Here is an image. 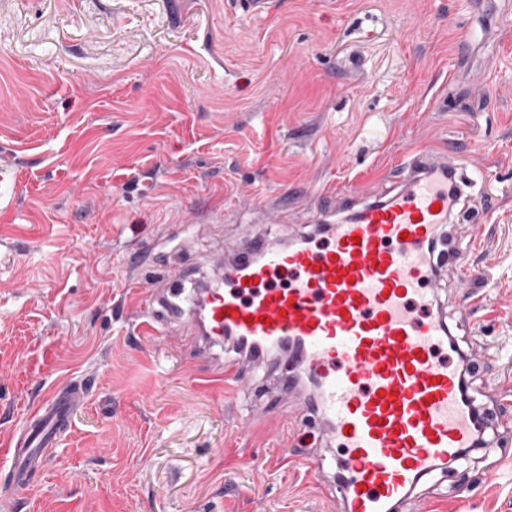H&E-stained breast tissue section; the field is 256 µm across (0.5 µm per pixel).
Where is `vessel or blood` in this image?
Masks as SVG:
<instances>
[{
    "instance_id": "vessel-or-blood-1",
    "label": "vessel or blood",
    "mask_w": 512,
    "mask_h": 512,
    "mask_svg": "<svg viewBox=\"0 0 512 512\" xmlns=\"http://www.w3.org/2000/svg\"><path fill=\"white\" fill-rule=\"evenodd\" d=\"M448 167L413 152L379 198L358 204L344 194L336 219L309 210L308 223L326 226L324 239L280 247L254 237L237 246L202 318L189 325L208 340L246 338L257 357L291 340L302 344V372L280 373L279 385L291 391L302 379L315 382L294 438L318 429L342 450L331 493L346 512H425L417 486L475 448L473 429L487 423L462 402L467 377L436 311L429 249L448 221V187L439 179ZM448 262L457 287L469 288L477 278L469 251L450 250ZM244 370L222 362L204 383L232 380L242 391ZM92 389L90 378L75 377L27 409L8 444L15 491L42 471Z\"/></svg>"
}]
</instances>
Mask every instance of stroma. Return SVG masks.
Segmentation results:
<instances>
[{"instance_id":"obj_1","label":"stroma","mask_w":512,"mask_h":512,"mask_svg":"<svg viewBox=\"0 0 512 512\" xmlns=\"http://www.w3.org/2000/svg\"><path fill=\"white\" fill-rule=\"evenodd\" d=\"M268 2L0 0V485L30 402L95 381L11 512H343L318 489L335 466L278 462L303 395L266 367L194 387L222 350L139 335L131 310L170 268L211 278L225 244L288 243L328 192L381 193L416 146L477 180L451 217L484 276L458 338L500 442L418 490L512 512V0Z\"/></svg>"}]
</instances>
